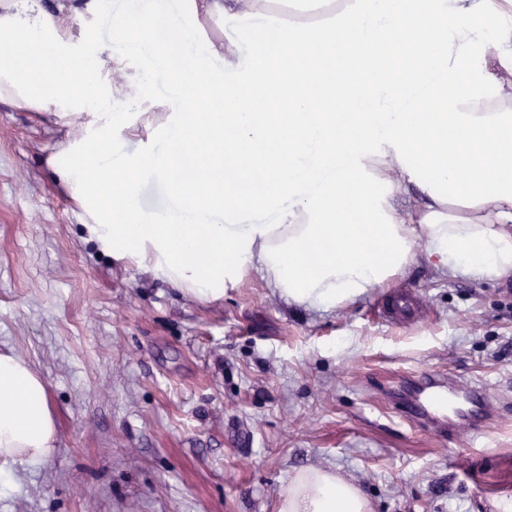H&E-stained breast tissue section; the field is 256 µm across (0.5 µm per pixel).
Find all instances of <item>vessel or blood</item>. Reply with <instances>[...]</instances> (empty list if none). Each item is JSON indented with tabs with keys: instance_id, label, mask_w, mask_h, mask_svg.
Segmentation results:
<instances>
[{
	"instance_id": "obj_1",
	"label": "vessel or blood",
	"mask_w": 512,
	"mask_h": 512,
	"mask_svg": "<svg viewBox=\"0 0 512 512\" xmlns=\"http://www.w3.org/2000/svg\"><path fill=\"white\" fill-rule=\"evenodd\" d=\"M384 397L407 419L440 434L482 432L499 413L486 391L441 374L404 377L386 387Z\"/></svg>"
}]
</instances>
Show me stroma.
Returning <instances> with one entry per match:
<instances>
[{"instance_id":"35a3bbf8","label":"stroma","mask_w":512,"mask_h":512,"mask_svg":"<svg viewBox=\"0 0 512 512\" xmlns=\"http://www.w3.org/2000/svg\"><path fill=\"white\" fill-rule=\"evenodd\" d=\"M54 117L0 104V352L47 382L56 449L15 465L0 512H277L295 474L327 469L372 512L512 504V282L424 261L328 311L252 273L222 301L114 261L49 179ZM408 323L380 316L405 290ZM437 372L508 404L484 434L438 436L377 396ZM463 449L466 466L447 451Z\"/></svg>"}]
</instances>
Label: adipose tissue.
<instances>
[{
	"mask_svg": "<svg viewBox=\"0 0 512 512\" xmlns=\"http://www.w3.org/2000/svg\"><path fill=\"white\" fill-rule=\"evenodd\" d=\"M177 13L175 31L166 0H0V103L67 125L47 167L114 260L211 302L256 271L324 311L419 257L443 275L512 278V0H179ZM131 38L150 53L113 52ZM419 87L429 107L403 111ZM266 96L284 111H255ZM147 182L165 189L161 210L143 206ZM55 442L43 377L0 352V487ZM277 512L371 508L306 469Z\"/></svg>",
	"mask_w": 512,
	"mask_h": 512,
	"instance_id": "adipose-tissue-1",
	"label": "adipose tissue"
}]
</instances>
